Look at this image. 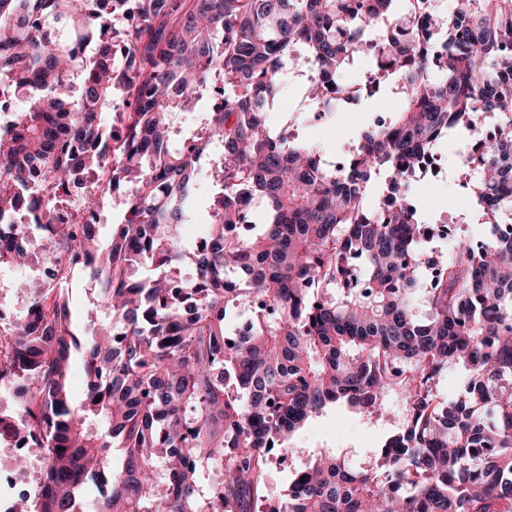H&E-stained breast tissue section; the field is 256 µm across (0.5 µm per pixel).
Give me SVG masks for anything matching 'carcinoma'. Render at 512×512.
<instances>
[{"label":"carcinoma","mask_w":512,"mask_h":512,"mask_svg":"<svg viewBox=\"0 0 512 512\" xmlns=\"http://www.w3.org/2000/svg\"><path fill=\"white\" fill-rule=\"evenodd\" d=\"M400 2L0 0V83L26 102L0 132V216L33 214L56 260L51 278L15 284L23 308L0 335V382L15 398L0 432L47 458L40 492L12 512H77L90 483L103 488L100 512H256L269 454L291 451L310 417L333 404L382 414L390 397L403 422L367 463L321 448L266 512H512V0H456L448 13ZM421 10L441 44L415 28ZM363 56L372 70L359 95L388 94L395 118L375 113L340 167L274 133L282 69L315 67L305 98L337 112ZM217 83L221 106L176 141L175 114ZM111 110L116 141L104 136ZM490 115L497 137L480 144L475 170L456 173L485 234L443 253L429 247L410 181ZM208 156L220 192L206 246L189 251L180 226ZM94 171L108 175L101 194L95 185L60 214L57 196ZM384 172L381 211L369 198ZM107 195L124 214L102 249L83 216ZM244 223L249 235L225 237ZM187 258L199 286L178 278ZM32 259L23 243L0 246L3 263ZM76 266L107 313L90 337L62 301ZM146 266L155 274L138 276ZM425 270L440 272L431 285ZM244 297L256 314L230 334ZM455 369L465 395L446 401L439 383ZM206 472L218 486L201 482Z\"/></svg>","instance_id":"cac0c4a2"}]
</instances>
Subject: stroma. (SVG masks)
<instances>
[{"label":"stroma","instance_id":"35a3bbf8","mask_svg":"<svg viewBox=\"0 0 512 512\" xmlns=\"http://www.w3.org/2000/svg\"><path fill=\"white\" fill-rule=\"evenodd\" d=\"M302 98L301 85L285 84L278 110L272 113L271 120L280 128L292 126L299 140L317 145L328 158L344 155L356 141L360 130L369 123L373 112L390 107V101L385 97L363 100L350 105L347 111L328 116L325 124L315 126L302 122L299 113L288 109L289 102H298ZM465 153L466 149L461 144L441 146L437 175H426L412 183L426 223L434 224L445 218L451 221L448 232L432 241L434 247L442 250L450 247L453 237H479L485 231L483 225L470 223L469 218L477 208L476 200L459 186L455 178L457 169L465 164ZM216 192V187L206 176H199L193 202L194 217L180 228L182 242L187 248H194L196 241L205 237L211 221L210 204ZM67 292L72 319L78 330L92 334L101 317V309L95 303L94 283L79 272L69 282ZM387 405L390 412L384 417H366L339 406L327 408L322 414L311 417L295 436L296 453L284 460L276 456L271 458L270 493H284L295 469L306 462L314 449L351 448L355 451L356 461H365L392 432L402 413V404L398 400L389 399Z\"/></svg>","mask_w":512,"mask_h":512}]
</instances>
